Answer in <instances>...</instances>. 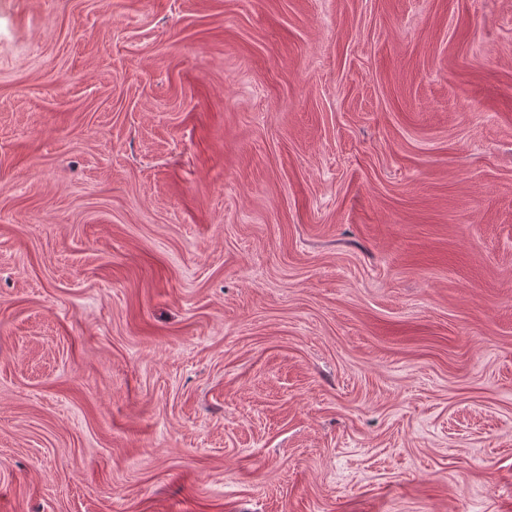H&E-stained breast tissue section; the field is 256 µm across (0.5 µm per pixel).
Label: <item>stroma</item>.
<instances>
[{"mask_svg":"<svg viewBox=\"0 0 512 512\" xmlns=\"http://www.w3.org/2000/svg\"><path fill=\"white\" fill-rule=\"evenodd\" d=\"M0 512H512V0H0Z\"/></svg>","mask_w":512,"mask_h":512,"instance_id":"obj_1","label":"stroma"}]
</instances>
